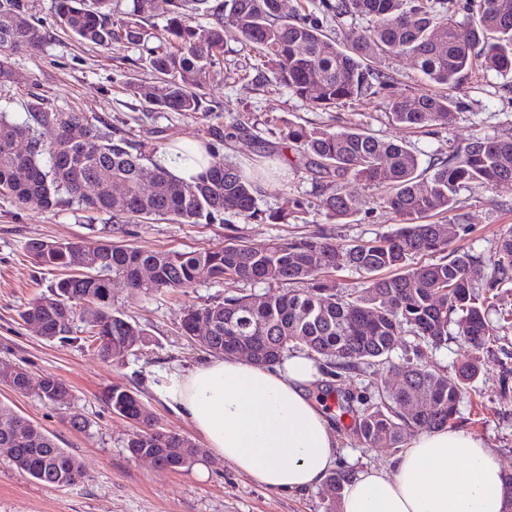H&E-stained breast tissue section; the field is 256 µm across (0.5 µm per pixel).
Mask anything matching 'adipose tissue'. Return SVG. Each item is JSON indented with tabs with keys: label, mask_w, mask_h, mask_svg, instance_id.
Returning a JSON list of instances; mask_svg holds the SVG:
<instances>
[{
	"label": "adipose tissue",
	"mask_w": 512,
	"mask_h": 512,
	"mask_svg": "<svg viewBox=\"0 0 512 512\" xmlns=\"http://www.w3.org/2000/svg\"><path fill=\"white\" fill-rule=\"evenodd\" d=\"M317 374L302 354L273 365L228 356L173 376L161 394L237 471L295 493L337 467L331 422L306 393ZM511 489L479 439L440 428L414 436L390 471L353 474L341 512H505Z\"/></svg>",
	"instance_id": "obj_1"
}]
</instances>
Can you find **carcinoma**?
<instances>
[{"label": "carcinoma", "mask_w": 512, "mask_h": 512, "mask_svg": "<svg viewBox=\"0 0 512 512\" xmlns=\"http://www.w3.org/2000/svg\"><path fill=\"white\" fill-rule=\"evenodd\" d=\"M55 0V23L77 40L102 48L132 46L147 77L129 83V94L152 112H202V91L224 63L227 42L255 48L265 69L257 82L274 81L330 111L347 101L369 98L390 86L392 77L375 66L380 57L410 58L418 65L432 93L397 98L393 120L408 128L445 125L455 116L460 89L477 70L512 71V0H466L465 20H456L455 0H319L325 17L342 24L365 16L371 25L337 40L311 13L285 15L281 0ZM201 13L211 22L191 20ZM47 40L45 26L29 15L28 0H0V89L14 82V69L3 51L17 43L34 50ZM21 122L0 116V196L20 207L56 209L72 202L93 219L166 218L183 224H213L231 213L257 216V183L240 168L221 161L193 182L176 178L165 166L145 164L146 149L119 136L96 116L54 108L35 96L25 104ZM21 135L29 138L26 154L14 151ZM281 152L293 154L316 175L312 199L288 200V210L270 218L281 223L305 205L348 224L363 201L348 194L352 177L376 189L372 204L394 213L401 226L392 234L367 241L334 243L322 233L273 240L250 246L229 237L221 252L154 251L110 242L34 240L27 249L46 268L67 271L22 311L25 321L37 319L48 340H71L76 315L85 317L88 339L107 360L119 359L146 344L147 333L136 322L112 313V283L123 280L136 293L175 292L214 279L246 283L290 282L304 285L262 300L232 296L207 307L188 306L181 330L193 336L199 319L212 324L198 339L216 355L233 352L235 338L250 342L257 363L273 364L298 351L321 358L330 374L382 366L404 336L439 346L448 341L455 323L469 347L452 376L423 365L401 366L402 383L373 382L369 396L329 390L336 420L349 417V430L366 446L382 440L401 450L414 432L445 427L455 418L461 396L485 371L495 329L487 314L496 306L500 285L512 281V228L503 232L489 263L465 252L448 260L414 265L418 255L441 254L450 241L437 237L428 218L450 215L459 208V192L472 185L488 188L512 178V138H476L421 169L418 155L405 143L376 137L363 127L333 129L290 122L279 132ZM123 185L124 196L109 187ZM349 266L363 273L353 288H338L321 279L328 269ZM143 267L153 281L139 279ZM112 336L110 346L99 337ZM0 382L23 392L31 384L27 371ZM45 400L64 406L70 391L50 375ZM112 411L134 419L143 408L137 394L114 385L105 394ZM154 425L137 429L125 448L133 457L155 453L176 463L195 462V444L167 433L158 443ZM0 448H18L26 467L21 472L54 488L75 484L81 475L77 457L40 427L0 404ZM350 472L326 478L336 490L326 512H336Z\"/></svg>", "instance_id": "carcinoma-1"}]
</instances>
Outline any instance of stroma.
I'll return each instance as SVG.
<instances>
[{
	"instance_id": "1",
	"label": "stroma",
	"mask_w": 512,
	"mask_h": 512,
	"mask_svg": "<svg viewBox=\"0 0 512 512\" xmlns=\"http://www.w3.org/2000/svg\"><path fill=\"white\" fill-rule=\"evenodd\" d=\"M9 54L16 83L10 98L0 99V111L15 121L24 119V105L35 94L53 107L102 118L129 141L153 143L163 151L186 139L204 140L218 160L248 166L265 167L279 160L278 128L286 120L333 127L364 125L380 138L406 142L425 167L474 138L512 135V74L487 72L468 79L456 93L459 109L453 121L412 131L389 117L395 97L418 95L429 88L407 58L378 59V67L395 79L379 96L322 112L281 85H258L254 80L259 62L255 49L231 41L225 48L223 70L205 89L206 112L184 113L143 111L129 94L128 82L143 75L135 48H93L51 26L41 50L16 45ZM314 182V174L303 166L284 165L276 176L260 182L257 207L269 212L284 207L288 198H310ZM346 189L364 201L361 212L348 224L329 223L313 207L289 217L284 224L231 214L214 224L170 220L118 224L104 214L88 224L80 220L72 205L41 210L0 198V362L23 366L34 382L21 393L0 384V404L33 421L82 464V477L76 484L52 488L19 473L0 453V512H324L328 492L323 484L295 494L275 492L210 452L178 470L131 457L125 443L135 425L113 413L104 401L112 385H121L139 396L159 428L201 443L192 425L160 394L167 378L188 372L210 357L181 330L186 306L203 307L229 295L284 292L287 284L211 280L177 292L135 295L122 282H115L113 311L135 320L148 334L141 350L120 361L103 359L95 347L83 344L81 320L72 324L74 340L49 341L24 321L21 313L31 300L48 294L58 277L57 272L33 262L26 249L33 240L96 239L156 251H220L230 235L260 245L318 231L344 242L369 240L398 228V217L371 204L373 187L352 179ZM460 197L450 247L488 260L500 233L512 227V182L489 190L466 188ZM466 355L465 343L454 334L437 348L405 336L391 355L392 368L362 366L360 371L344 375L340 386L362 393L379 377L396 383L397 366L408 362L451 375ZM485 359L487 370L462 396L451 427L480 439L510 472L512 329L501 328ZM49 374L69 387V407L54 406L41 397L36 382ZM74 414L86 420V429L71 427L69 420ZM336 435L342 468L386 470L396 456L386 443L367 447L345 430H337Z\"/></svg>"
}]
</instances>
